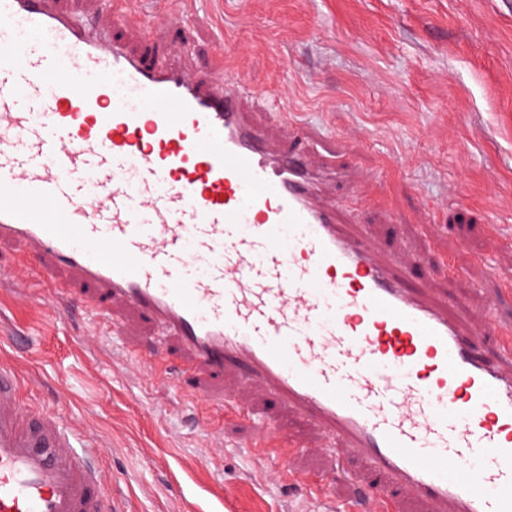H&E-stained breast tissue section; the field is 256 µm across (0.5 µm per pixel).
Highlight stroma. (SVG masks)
I'll list each match as a JSON object with an SVG mask.
<instances>
[{"mask_svg":"<svg viewBox=\"0 0 512 512\" xmlns=\"http://www.w3.org/2000/svg\"><path fill=\"white\" fill-rule=\"evenodd\" d=\"M189 63L244 78L243 109L288 144L273 103L310 139L313 164L360 195L380 258L422 252L434 298L453 291L467 322L494 307L512 323V0H191ZM170 0H134L119 37L143 20L176 23ZM157 340L114 334L106 316L59 301L0 260V361L34 409L93 436L122 512H332L333 497L268 473L246 425L165 376Z\"/></svg>","mask_w":512,"mask_h":512,"instance_id":"35a3bbf8","label":"stroma"}]
</instances>
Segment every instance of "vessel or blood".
Masks as SVG:
<instances>
[{
    "mask_svg": "<svg viewBox=\"0 0 512 512\" xmlns=\"http://www.w3.org/2000/svg\"><path fill=\"white\" fill-rule=\"evenodd\" d=\"M128 8L0 0V254L160 331V361L202 395L222 385L272 472L325 494L343 468L294 458L357 452L371 482L336 512H512V327L489 312L466 329L422 258L378 259L325 200L332 170L246 118L238 74L113 39ZM22 388L0 366V512H107L97 445ZM335 464L332 453H315L299 456L295 459V466L311 474H325Z\"/></svg>",
    "mask_w": 512,
    "mask_h": 512,
    "instance_id": "1",
    "label": "vessel or blood"
}]
</instances>
